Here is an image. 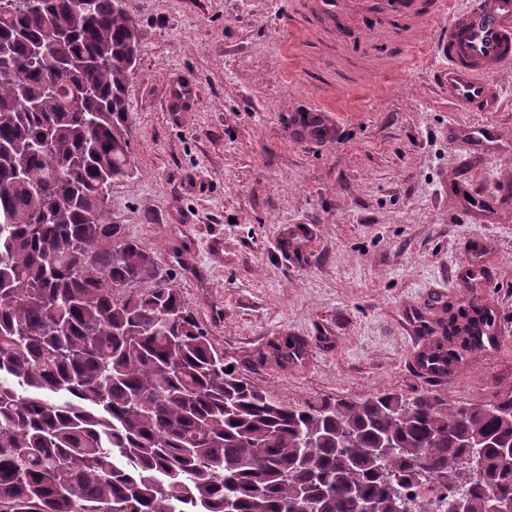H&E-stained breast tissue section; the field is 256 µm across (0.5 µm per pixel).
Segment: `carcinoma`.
<instances>
[{"label":"carcinoma","mask_w":512,"mask_h":512,"mask_svg":"<svg viewBox=\"0 0 512 512\" xmlns=\"http://www.w3.org/2000/svg\"><path fill=\"white\" fill-rule=\"evenodd\" d=\"M0 0V512H465L512 500V388L285 405L217 350L105 208L133 172L124 0ZM491 316L436 342L457 364ZM480 457L484 480H467Z\"/></svg>","instance_id":"1"}]
</instances>
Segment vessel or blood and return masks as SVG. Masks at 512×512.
<instances>
[{
	"label": "vessel or blood",
	"instance_id": "1",
	"mask_svg": "<svg viewBox=\"0 0 512 512\" xmlns=\"http://www.w3.org/2000/svg\"><path fill=\"white\" fill-rule=\"evenodd\" d=\"M404 16L406 26L396 34L394 57L380 58L373 70L393 71L400 58L416 47L422 34L440 12L448 24L434 41L433 50L445 64L448 100L470 112H489L496 104L493 79L512 65V0H467L464 7L448 11L446 0H300L298 20L324 22L337 47L350 38L345 21L374 7ZM295 132L302 137L327 138L334 133L328 106L299 115Z\"/></svg>",
	"mask_w": 512,
	"mask_h": 512
}]
</instances>
